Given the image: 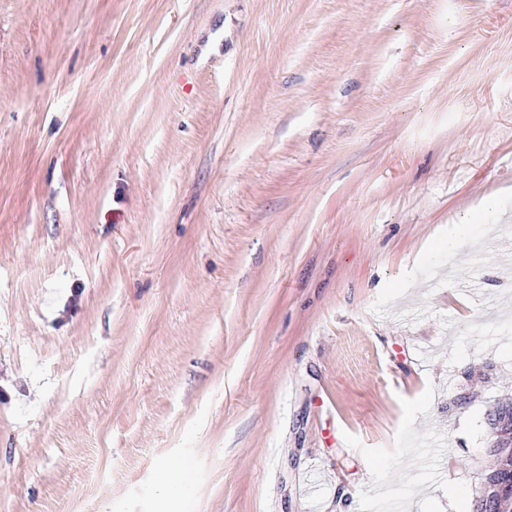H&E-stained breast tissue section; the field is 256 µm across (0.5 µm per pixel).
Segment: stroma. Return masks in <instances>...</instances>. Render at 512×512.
Listing matches in <instances>:
<instances>
[{"instance_id": "obj_1", "label": "stroma", "mask_w": 512, "mask_h": 512, "mask_svg": "<svg viewBox=\"0 0 512 512\" xmlns=\"http://www.w3.org/2000/svg\"><path fill=\"white\" fill-rule=\"evenodd\" d=\"M511 400L512 0H0V512H472ZM490 431H501L504 437L510 436L512 441V403L498 404L487 416ZM503 423L505 425L503 426ZM506 435V436H505Z\"/></svg>"}]
</instances>
